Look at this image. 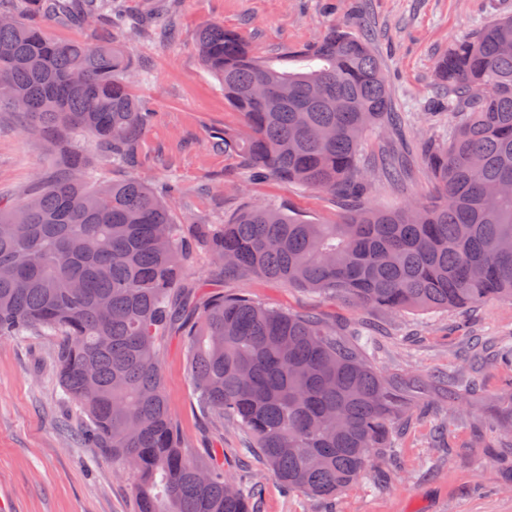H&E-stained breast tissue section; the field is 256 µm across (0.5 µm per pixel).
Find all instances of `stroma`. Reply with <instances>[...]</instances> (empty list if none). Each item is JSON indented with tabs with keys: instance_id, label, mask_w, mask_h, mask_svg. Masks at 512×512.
<instances>
[{
	"instance_id": "35a3bbf8",
	"label": "stroma",
	"mask_w": 512,
	"mask_h": 512,
	"mask_svg": "<svg viewBox=\"0 0 512 512\" xmlns=\"http://www.w3.org/2000/svg\"><path fill=\"white\" fill-rule=\"evenodd\" d=\"M131 14L157 7L170 40L130 43L145 64L147 80L136 94L155 118L140 143L141 176L157 192L177 179L176 205L185 224H220L248 204L274 201L313 223L333 222L341 208L330 196L260 177L243 191L225 189L236 169L213 148L215 132L242 127L218 82L202 66L197 29L209 22L237 30L254 54L266 58L283 46L313 43L336 25L367 37L382 63L395 111L409 128L440 138L448 113L436 101L437 59L488 22L512 16V0H124ZM21 117L0 111V195L20 202L36 175L55 168L44 142L28 137ZM434 191L422 160L405 186L374 179L368 197L391 209L427 200ZM225 292L258 303L318 314L342 329L367 323L375 331L371 358L386 374L424 378L453 375L476 381L482 398L458 405L431 397L427 414H412L398 427L397 460L326 502L292 492L278 482L257 450L242 452L236 428L216 435L198 406L189 375L186 338L173 329L161 344V371L170 412L185 440L186 455L205 464L224 450V476L244 490L259 487L256 512H512V462L498 459L489 431L497 402L512 392V371L493 364L470 368L477 341L512 339V303L492 301L473 311L389 315L355 309L317 292L261 277L225 276ZM56 336L0 339V504L6 512H136L137 473L82 438L85 419L64 402L53 373Z\"/></svg>"
}]
</instances>
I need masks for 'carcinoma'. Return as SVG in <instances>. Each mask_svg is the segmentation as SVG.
Segmentation results:
<instances>
[{
    "label": "carcinoma",
    "instance_id": "1",
    "mask_svg": "<svg viewBox=\"0 0 512 512\" xmlns=\"http://www.w3.org/2000/svg\"><path fill=\"white\" fill-rule=\"evenodd\" d=\"M0 108L50 144L58 171L20 204L0 199V338L33 330L64 337L56 379L88 416L86 442L140 473L136 512H253L223 466L181 450L163 390L162 337L185 331L199 404L217 429L232 421L288 489L332 500L394 455L392 428L432 390L451 402L476 392L452 378L383 376L371 340L313 315L264 307L215 288L185 292L197 256L217 275L258 273L387 313L512 303V18L497 19L441 57L446 141L419 142L435 195L382 211L366 202L372 169L358 147L400 119L369 43L333 26L316 42L260 59L224 24L201 26L203 67L246 131L213 145L239 179L268 174L334 198L346 214L313 224L274 203L222 224H181L168 183L138 176V147L154 112L124 44L151 36L122 0H0ZM88 27L92 43L59 40L44 22ZM130 172L96 176L94 162ZM492 431L512 433V394Z\"/></svg>",
    "mask_w": 512,
    "mask_h": 512
}]
</instances>
